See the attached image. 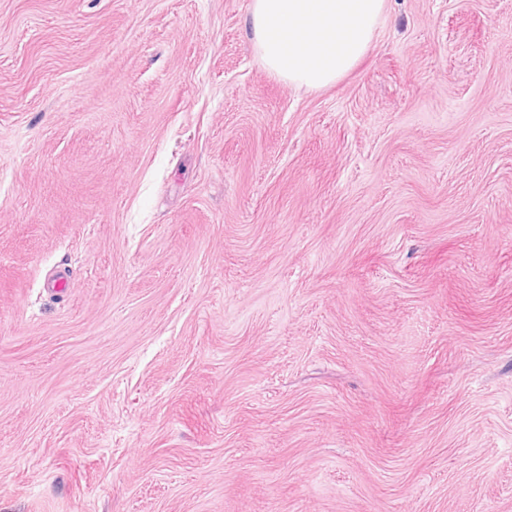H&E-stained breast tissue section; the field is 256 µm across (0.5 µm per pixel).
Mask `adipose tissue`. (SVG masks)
I'll list each match as a JSON object with an SVG mask.
<instances>
[{
  "mask_svg": "<svg viewBox=\"0 0 512 512\" xmlns=\"http://www.w3.org/2000/svg\"><path fill=\"white\" fill-rule=\"evenodd\" d=\"M386 9L387 0H251L247 26L269 73L319 91L370 52Z\"/></svg>",
  "mask_w": 512,
  "mask_h": 512,
  "instance_id": "obj_1",
  "label": "adipose tissue"
}]
</instances>
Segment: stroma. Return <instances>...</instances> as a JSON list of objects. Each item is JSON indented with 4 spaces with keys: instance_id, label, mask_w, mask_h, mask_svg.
Here are the masks:
<instances>
[{
    "instance_id": "obj_1",
    "label": "stroma",
    "mask_w": 512,
    "mask_h": 512,
    "mask_svg": "<svg viewBox=\"0 0 512 512\" xmlns=\"http://www.w3.org/2000/svg\"><path fill=\"white\" fill-rule=\"evenodd\" d=\"M250 2L0 0V512H512V0ZM388 0H251L247 26L264 68L288 85H336L372 49Z\"/></svg>"
}]
</instances>
